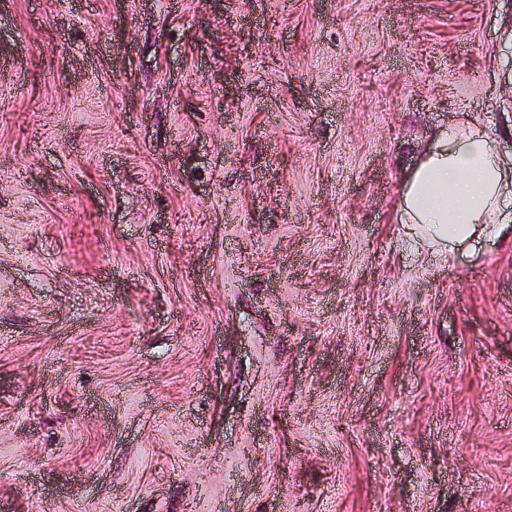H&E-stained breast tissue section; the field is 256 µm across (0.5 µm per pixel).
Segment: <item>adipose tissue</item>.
<instances>
[{"label": "adipose tissue", "mask_w": 512, "mask_h": 512, "mask_svg": "<svg viewBox=\"0 0 512 512\" xmlns=\"http://www.w3.org/2000/svg\"><path fill=\"white\" fill-rule=\"evenodd\" d=\"M398 221L420 251L468 252L512 224V156L492 127L457 121L438 129L401 184Z\"/></svg>", "instance_id": "adipose-tissue-1"}]
</instances>
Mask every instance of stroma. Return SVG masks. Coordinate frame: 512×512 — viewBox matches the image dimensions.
<instances>
[{
	"instance_id": "stroma-1",
	"label": "stroma",
	"mask_w": 512,
	"mask_h": 512,
	"mask_svg": "<svg viewBox=\"0 0 512 512\" xmlns=\"http://www.w3.org/2000/svg\"><path fill=\"white\" fill-rule=\"evenodd\" d=\"M512 0H0V512H512ZM398 222L419 252L466 253L512 224V156L469 120L438 129L401 184Z\"/></svg>"
}]
</instances>
